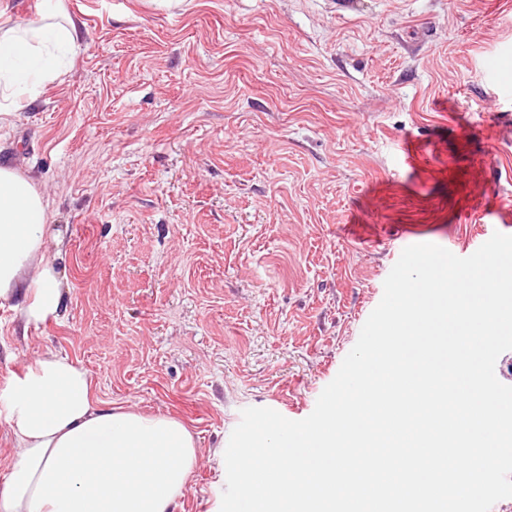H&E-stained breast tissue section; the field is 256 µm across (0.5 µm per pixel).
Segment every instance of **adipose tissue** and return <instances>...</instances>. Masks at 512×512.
Segmentation results:
<instances>
[{
  "label": "adipose tissue",
  "instance_id": "ef3b65f1",
  "mask_svg": "<svg viewBox=\"0 0 512 512\" xmlns=\"http://www.w3.org/2000/svg\"><path fill=\"white\" fill-rule=\"evenodd\" d=\"M70 16L0 29V112L35 100L79 46ZM48 210L20 171L0 167V300L20 299L26 325L57 316V272L44 259ZM16 461L0 482V512H174L197 462L178 419L114 407L87 370L48 351L0 393Z\"/></svg>",
  "mask_w": 512,
  "mask_h": 512
}]
</instances>
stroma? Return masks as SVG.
Returning a JSON list of instances; mask_svg holds the SVG:
<instances>
[{
  "instance_id": "35a3bbf8",
  "label": "stroma",
  "mask_w": 512,
  "mask_h": 512,
  "mask_svg": "<svg viewBox=\"0 0 512 512\" xmlns=\"http://www.w3.org/2000/svg\"><path fill=\"white\" fill-rule=\"evenodd\" d=\"M62 8L71 63L0 117L50 219L58 318L0 305V378L51 350L176 417L217 512L247 407L309 416L403 248L512 225V0H0Z\"/></svg>"
}]
</instances>
